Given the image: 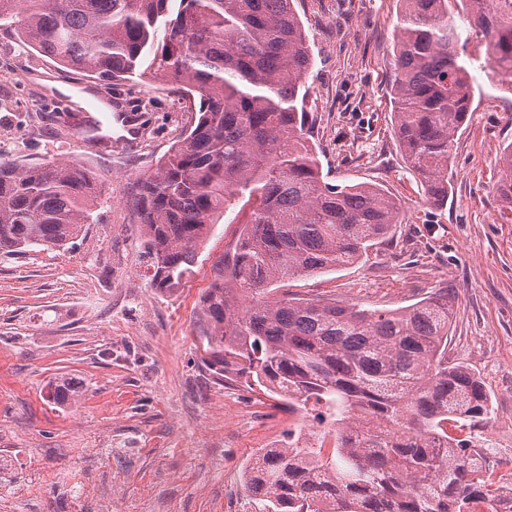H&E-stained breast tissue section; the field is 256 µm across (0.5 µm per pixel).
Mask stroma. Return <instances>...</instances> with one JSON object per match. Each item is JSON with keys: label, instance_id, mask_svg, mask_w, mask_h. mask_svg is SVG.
I'll return each mask as SVG.
<instances>
[{"label": "stroma", "instance_id": "35a3bbf8", "mask_svg": "<svg viewBox=\"0 0 512 512\" xmlns=\"http://www.w3.org/2000/svg\"><path fill=\"white\" fill-rule=\"evenodd\" d=\"M313 56L307 109L322 176L369 183L402 204L388 238L355 264L278 283V295L397 309L449 289L455 295L448 360L468 366L493 401L477 444L512 442V210L495 190L512 143V93L487 76L476 38L462 57L474 78L466 124L448 165L450 193L428 202L392 126L388 87L400 0H296ZM94 89L115 98L139 131L121 140L112 117L90 109ZM198 118L169 83L112 86L60 66L0 27V160L70 161L99 181L92 220L62 249L0 256V512H230L252 455L272 446L279 419L251 424L245 407L277 401L208 370L198 340L201 296L238 210L211 225L192 271L171 292L146 273L142 227L130 206ZM67 378L74 403L49 404ZM85 481L83 496L70 493Z\"/></svg>", "mask_w": 512, "mask_h": 512}]
</instances>
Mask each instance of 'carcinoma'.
<instances>
[{"mask_svg": "<svg viewBox=\"0 0 512 512\" xmlns=\"http://www.w3.org/2000/svg\"><path fill=\"white\" fill-rule=\"evenodd\" d=\"M390 93L404 159L436 202L448 198L455 135L473 90L452 0H401ZM499 84L512 89V0H460ZM0 21L58 64L118 84L164 79L199 98L196 125L132 206L151 283L191 272L209 225L245 209V226L201 296L199 340L216 374L234 373L288 401L328 411L336 444L270 448L245 467L266 512H463L488 499L493 464L448 433L489 418L466 366L448 363L454 296L400 310L322 299H270V285L351 265L398 223L399 203L364 183L324 182L308 145L313 66L294 0H0ZM496 190L512 208V144ZM94 180L67 162H0V255L62 248L89 223ZM48 402L73 398L70 382Z\"/></svg>", "mask_w": 512, "mask_h": 512, "instance_id": "cac0c4a2", "label": "carcinoma"}]
</instances>
